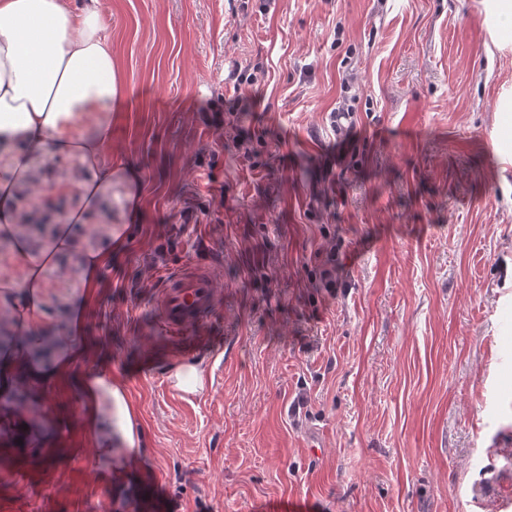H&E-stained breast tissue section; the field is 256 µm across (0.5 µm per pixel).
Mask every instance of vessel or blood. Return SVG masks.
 Segmentation results:
<instances>
[{
	"label": "vessel or blood",
	"instance_id": "b4317fda",
	"mask_svg": "<svg viewBox=\"0 0 512 512\" xmlns=\"http://www.w3.org/2000/svg\"><path fill=\"white\" fill-rule=\"evenodd\" d=\"M212 266L194 262L168 273L161 289L159 323L175 340L201 329L216 311L220 297Z\"/></svg>",
	"mask_w": 512,
	"mask_h": 512
}]
</instances>
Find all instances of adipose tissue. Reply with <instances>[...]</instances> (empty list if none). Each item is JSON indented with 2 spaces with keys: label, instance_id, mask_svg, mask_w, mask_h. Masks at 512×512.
<instances>
[{
  "label": "adipose tissue",
  "instance_id": "adipose-tissue-1",
  "mask_svg": "<svg viewBox=\"0 0 512 512\" xmlns=\"http://www.w3.org/2000/svg\"><path fill=\"white\" fill-rule=\"evenodd\" d=\"M124 97L99 0H0V239L12 246L19 278L0 280V315L17 331L0 352V393L16 382L43 387L80 356L74 344L82 322L67 333L46 322V272L64 256H77L82 286L95 287L123 239L124 221H138L142 178L132 165L104 155L112 135V110ZM76 158L70 182L76 199L66 218L40 240L19 219L22 190L45 182L54 162ZM120 200L119 223L107 245H83L77 227L111 196ZM84 424L99 455L112 464L111 485H122L142 447L143 433L125 387L107 365L81 374Z\"/></svg>",
  "mask_w": 512,
  "mask_h": 512
}]
</instances>
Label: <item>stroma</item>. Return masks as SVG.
Listing matches in <instances>:
<instances>
[{"label":"stroma","mask_w":512,"mask_h":512,"mask_svg":"<svg viewBox=\"0 0 512 512\" xmlns=\"http://www.w3.org/2000/svg\"><path fill=\"white\" fill-rule=\"evenodd\" d=\"M100 7L126 87L105 153L139 167L142 220L96 288L76 257L49 270L46 320L61 333L83 310L73 370L108 364L144 446L113 492L75 379L38 406L18 386L0 512H512V159L493 148L512 144V29L490 33L483 0ZM72 203L46 184L20 210L52 225ZM195 261L221 301L178 342L160 281ZM186 355L202 392L169 382Z\"/></svg>","instance_id":"stroma-1"}]
</instances>
